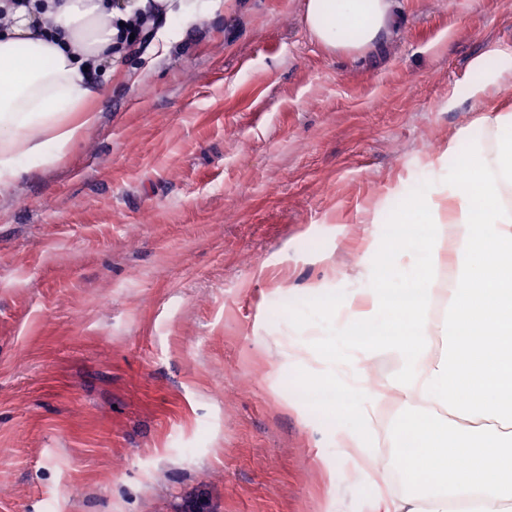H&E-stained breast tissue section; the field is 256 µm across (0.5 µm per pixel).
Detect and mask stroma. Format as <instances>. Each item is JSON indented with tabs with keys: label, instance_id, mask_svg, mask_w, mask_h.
I'll list each match as a JSON object with an SVG mask.
<instances>
[{
	"label": "stroma",
	"instance_id": "1",
	"mask_svg": "<svg viewBox=\"0 0 512 512\" xmlns=\"http://www.w3.org/2000/svg\"><path fill=\"white\" fill-rule=\"evenodd\" d=\"M304 5L123 54L81 141L0 183V512H374L282 347L512 114V74L470 68L512 53V0H396L357 58Z\"/></svg>",
	"mask_w": 512,
	"mask_h": 512
}]
</instances>
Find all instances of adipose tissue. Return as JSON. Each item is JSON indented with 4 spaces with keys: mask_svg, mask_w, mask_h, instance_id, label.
<instances>
[{
    "mask_svg": "<svg viewBox=\"0 0 512 512\" xmlns=\"http://www.w3.org/2000/svg\"><path fill=\"white\" fill-rule=\"evenodd\" d=\"M0 29V181L52 163L83 136L95 94L83 67L117 36L129 10L112 0H39ZM394 0H306L305 23L326 50L361 56L388 29ZM394 219L363 263L368 288L316 305L332 330L296 341L289 359L318 352L309 383L344 420L339 444L366 469L383 449L400 461L378 487L383 512H512V115ZM411 244L413 258L396 254ZM453 249L447 275L439 250ZM400 403L409 420L383 415Z\"/></svg>",
    "mask_w": 512,
    "mask_h": 512,
    "instance_id": "1",
    "label": "adipose tissue"
}]
</instances>
